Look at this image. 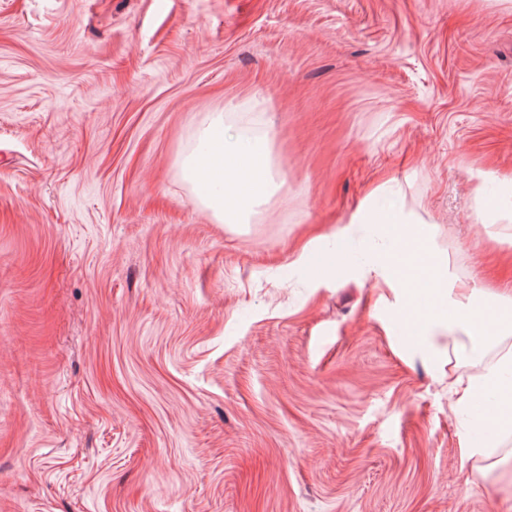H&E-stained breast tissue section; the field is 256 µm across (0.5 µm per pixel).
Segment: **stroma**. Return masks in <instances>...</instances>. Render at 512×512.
<instances>
[{"label":"stroma","mask_w":512,"mask_h":512,"mask_svg":"<svg viewBox=\"0 0 512 512\" xmlns=\"http://www.w3.org/2000/svg\"><path fill=\"white\" fill-rule=\"evenodd\" d=\"M214 112L272 145L245 224L180 171ZM387 177L512 295V0H0V512H512L469 363L348 274Z\"/></svg>","instance_id":"obj_1"}]
</instances>
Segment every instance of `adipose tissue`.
<instances>
[{"label": "adipose tissue", "instance_id": "adipose-tissue-1", "mask_svg": "<svg viewBox=\"0 0 512 512\" xmlns=\"http://www.w3.org/2000/svg\"><path fill=\"white\" fill-rule=\"evenodd\" d=\"M181 171L198 202L224 224L247 223L276 189L267 138L244 135L220 112L199 130ZM349 221L379 225L395 239V252L370 253L363 271L394 294L395 317L416 347L431 357L445 344L473 363V374L448 380L452 406L464 418L460 460L492 456L500 437L512 433V347L501 346L512 335V301L488 298L452 276L420 218L385 185L372 189Z\"/></svg>", "mask_w": 512, "mask_h": 512}]
</instances>
